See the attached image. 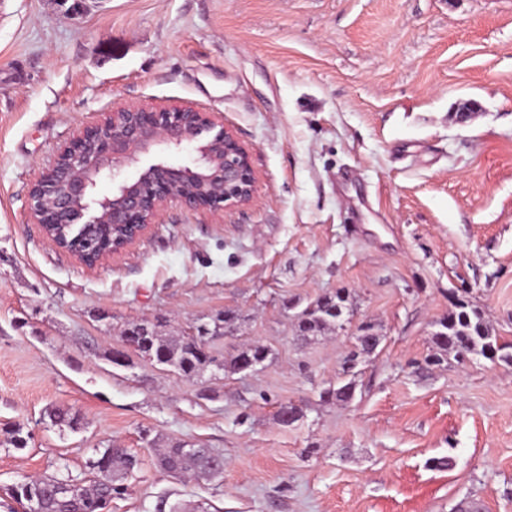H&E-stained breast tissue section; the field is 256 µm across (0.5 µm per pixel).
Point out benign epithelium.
I'll return each instance as SVG.
<instances>
[{"label":"benign epithelium","instance_id":"benign-epithelium-1","mask_svg":"<svg viewBox=\"0 0 512 512\" xmlns=\"http://www.w3.org/2000/svg\"><path fill=\"white\" fill-rule=\"evenodd\" d=\"M195 146L196 156L170 154ZM113 192L94 197L97 181ZM249 154L224 119L191 107L128 105L78 128L29 192L31 216L47 242L94 267L140 240L162 205L190 210L250 202Z\"/></svg>","mask_w":512,"mask_h":512}]
</instances>
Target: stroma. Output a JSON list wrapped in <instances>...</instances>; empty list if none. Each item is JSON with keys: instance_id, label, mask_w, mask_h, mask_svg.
I'll list each match as a JSON object with an SVG mask.
<instances>
[{"instance_id": "obj_1", "label": "stroma", "mask_w": 512, "mask_h": 512, "mask_svg": "<svg viewBox=\"0 0 512 512\" xmlns=\"http://www.w3.org/2000/svg\"><path fill=\"white\" fill-rule=\"evenodd\" d=\"M127 104L223 117L254 200L168 201L89 267L45 243L29 189ZM461 286L512 342V0H0V512L29 479H91L113 444L139 467L109 512H512V364L417 368ZM340 288L381 342L353 400L328 404L351 332L297 341L287 304ZM227 310L244 322L209 348L262 342L257 371L107 358L129 322L180 335ZM57 408L80 427L52 425ZM179 441L221 454L223 477L164 472Z\"/></svg>"}]
</instances>
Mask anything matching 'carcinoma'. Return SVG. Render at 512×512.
<instances>
[{
  "label": "carcinoma",
  "mask_w": 512,
  "mask_h": 512,
  "mask_svg": "<svg viewBox=\"0 0 512 512\" xmlns=\"http://www.w3.org/2000/svg\"><path fill=\"white\" fill-rule=\"evenodd\" d=\"M347 303L348 293L339 289L308 304L295 316L296 340L307 341L343 327ZM452 306L453 309L439 321V329L431 337L432 349L424 358V364L439 365L444 361V355L450 352L455 353L458 359L474 355L512 363V344L498 341L479 307L458 296L453 297ZM234 322L235 316L226 312L194 326L190 334L178 338L169 337L162 330V324L150 322V336L137 342L131 353L168 366L187 379L202 378L205 373L216 371L218 365L223 372L241 373L247 367L254 370L269 358L270 349L264 344L253 343L229 360L218 358L208 349L211 338L233 332ZM364 329L365 335L354 337L353 348L342 367L344 376L350 375L358 359L372 354L380 343L373 324L364 323ZM352 391V381L340 380L336 385L323 389L320 399L324 402H346ZM49 417L58 426L73 428L79 423L78 415L62 409L51 411ZM159 463L172 475L193 473L216 478L223 474L212 464V449L184 442L163 449ZM91 467L95 476L87 483L43 476L12 487L11 497L24 503L25 512H103L112 495L121 491L116 481L133 473L138 467V460L126 449L114 445L99 453Z\"/></svg>",
  "instance_id": "obj_1"
}]
</instances>
